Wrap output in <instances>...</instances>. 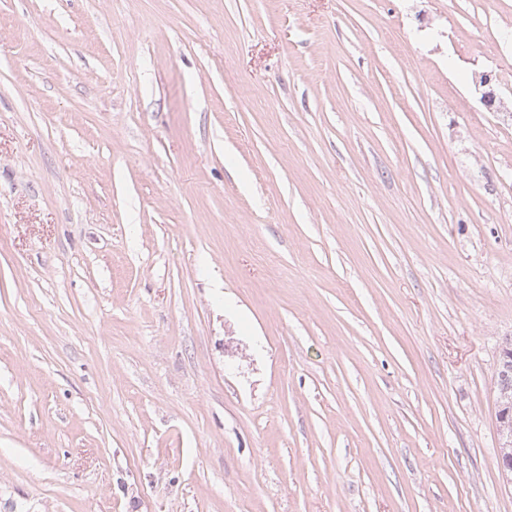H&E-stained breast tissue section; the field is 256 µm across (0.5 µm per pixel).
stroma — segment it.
Here are the masks:
<instances>
[{
    "mask_svg": "<svg viewBox=\"0 0 512 512\" xmlns=\"http://www.w3.org/2000/svg\"><path fill=\"white\" fill-rule=\"evenodd\" d=\"M510 338L512 0H0V512H512ZM501 380L499 382L497 394L498 403L500 405L501 412L498 416V434H499V465L503 476L509 484H512V420H511V408H504V400L508 398V391L511 390L512 397V386L507 380V373H501Z\"/></svg>",
    "mask_w": 512,
    "mask_h": 512,
    "instance_id": "obj_1",
    "label": "stroma"
}]
</instances>
